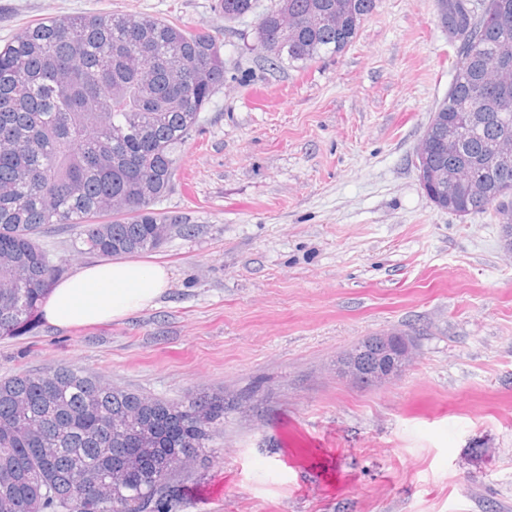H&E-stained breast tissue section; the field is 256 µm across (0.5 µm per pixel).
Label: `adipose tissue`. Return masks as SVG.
Returning a JSON list of instances; mask_svg holds the SVG:
<instances>
[{
	"instance_id": "adipose-tissue-1",
	"label": "adipose tissue",
	"mask_w": 512,
	"mask_h": 512,
	"mask_svg": "<svg viewBox=\"0 0 512 512\" xmlns=\"http://www.w3.org/2000/svg\"><path fill=\"white\" fill-rule=\"evenodd\" d=\"M169 286L168 271L158 265L131 260L86 265L54 283L43 318L56 328L120 321L153 307Z\"/></svg>"
}]
</instances>
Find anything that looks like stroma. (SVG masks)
<instances>
[{
	"label": "stroma",
	"instance_id": "obj_1",
	"mask_svg": "<svg viewBox=\"0 0 512 512\" xmlns=\"http://www.w3.org/2000/svg\"><path fill=\"white\" fill-rule=\"evenodd\" d=\"M217 0H0V45L56 15L135 13L219 36L229 71L160 208L197 230L137 261L154 307L0 337V378L68 366L149 396L228 393L214 453L176 471L177 512H512V258L493 212L437 208L415 149L457 58L437 0H378L342 53L271 68ZM42 242L95 263L69 229ZM419 329L393 384L336 356Z\"/></svg>",
	"mask_w": 512,
	"mask_h": 512
}]
</instances>
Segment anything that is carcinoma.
<instances>
[{
    "instance_id": "carcinoma-1",
    "label": "carcinoma",
    "mask_w": 512,
    "mask_h": 512,
    "mask_svg": "<svg viewBox=\"0 0 512 512\" xmlns=\"http://www.w3.org/2000/svg\"><path fill=\"white\" fill-rule=\"evenodd\" d=\"M338 28L336 0H218L230 23L257 16L256 50L270 67L342 53L377 0H350ZM512 0H481L452 42L458 66L423 133L448 139L469 112L456 150H433L419 171L468 170L463 190L428 177L433 204L465 217L491 209L512 246V165L483 160L512 141ZM301 23L294 43L267 49L279 13ZM222 45L206 28L148 15L55 16L0 47V336L30 321L66 270L41 242L65 225L100 258L152 252L195 225L157 209L171 192L181 147L224 86ZM234 401L222 393L168 401L58 367L0 379V512H173L167 479L211 451Z\"/></svg>"
}]
</instances>
